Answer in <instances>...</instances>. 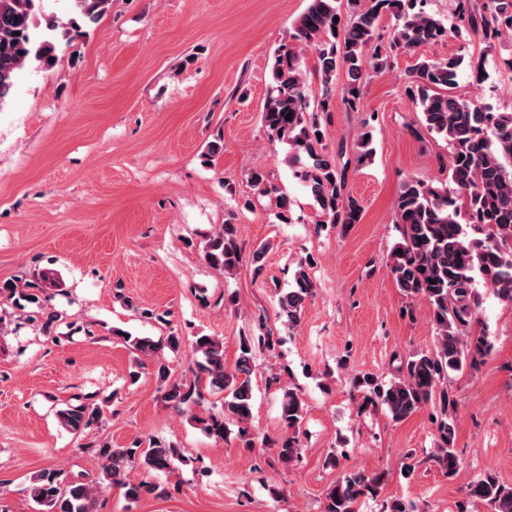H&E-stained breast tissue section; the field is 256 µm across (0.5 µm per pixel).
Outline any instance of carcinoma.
<instances>
[{
	"mask_svg": "<svg viewBox=\"0 0 512 512\" xmlns=\"http://www.w3.org/2000/svg\"><path fill=\"white\" fill-rule=\"evenodd\" d=\"M41 0H0V105L9 97L19 70L36 62L54 66L57 45L85 35V28L109 11L112 0H71L72 16L65 22L43 13ZM346 12L344 23L334 21ZM391 14L396 24L389 44L410 51L447 36L441 20L416 9V0H310L295 25L292 39L315 48V73L323 88H331L340 71L346 73L356 105L363 73L384 65L379 47L380 17ZM458 35H476L492 47L512 40V0H485L477 9L472 0H456ZM464 58L426 60L411 71L409 93L414 98L425 128L448 142V184L442 188L410 180L396 200V222L401 240L390 252L386 266L397 286L410 297L426 300L434 325L437 348L421 350L400 360L394 380L383 384L370 373L354 377L355 388L365 404L382 408L394 422H401L426 406L435 412L437 434L435 459L448 475H454L460 459L455 451L457 401L448 388L454 372L474 369L489 352L486 337L475 330L481 297L474 288L476 277L503 302L512 304V112H495L455 95ZM275 86L261 112V123L269 135L288 143L289 163L307 158L300 176L310 188L322 223L349 226L360 222L363 207L345 191L347 166L323 147L319 118L308 112V84L301 51L286 46L275 58ZM291 119H286V115ZM251 186L260 196L276 199L278 216L289 220L287 194L274 177L262 170L249 173ZM203 259L210 266L233 275L244 261L238 225H219L202 242ZM314 285L304 266H299L288 291L278 294L277 306L283 324L290 328L301 320ZM37 308L40 329L52 331L58 315L45 312L37 294H24ZM135 349L157 358L156 376L162 399L182 413L192 411L204 400L200 383L212 394L222 396L221 408L205 416L193 415L202 430L224 437L226 426H238L244 446L254 444L246 427L253 408V362L256 353L271 350L273 333L262 330L240 341L242 349L233 367L224 363V341L201 335L191 342L196 355L195 380L186 384L170 379L171 361L157 356V345L148 337H125ZM96 402H80L56 411L63 429L80 435L102 415ZM303 399L291 388L283 389L280 421L284 430L277 440L278 457L284 464L301 453L300 428L305 419ZM100 467L91 481H72L63 469L33 475L29 496L41 512H94L95 489L118 486L130 502L156 494L160 485L133 479L130 470L139 463L147 472H168L181 458L169 442L149 438L128 448L102 446L97 449ZM382 474L348 469L327 489L323 512H357V502L380 493ZM468 503L487 512H512V485L485 472L470 485Z\"/></svg>",
	"mask_w": 512,
	"mask_h": 512,
	"instance_id": "cac0c4a2",
	"label": "carcinoma"
}]
</instances>
